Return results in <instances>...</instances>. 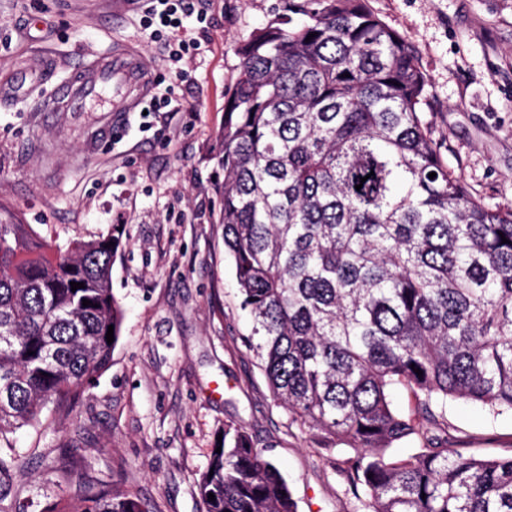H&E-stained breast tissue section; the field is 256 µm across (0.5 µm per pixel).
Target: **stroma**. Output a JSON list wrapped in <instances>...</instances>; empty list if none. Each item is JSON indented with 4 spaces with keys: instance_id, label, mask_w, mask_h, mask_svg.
Masks as SVG:
<instances>
[{
    "instance_id": "obj_1",
    "label": "stroma",
    "mask_w": 512,
    "mask_h": 512,
    "mask_svg": "<svg viewBox=\"0 0 512 512\" xmlns=\"http://www.w3.org/2000/svg\"><path fill=\"white\" fill-rule=\"evenodd\" d=\"M280 5L199 0L205 20H183L198 48L181 81L173 41L144 30L138 0H0V222L31 225L51 254L123 228L111 363L69 415L47 407L17 436L35 456L24 484L36 499L68 494L52 467L78 447L92 474L136 492L150 512H204L197 481L230 424L277 464L299 512H356L339 452L275 403L224 252V94L239 47ZM367 5L418 56L423 116L449 169L474 197L512 205V0ZM117 40L136 44L171 106L114 114L106 94L83 112L42 111ZM445 414L449 447L512 455L511 413L451 400Z\"/></svg>"
}]
</instances>
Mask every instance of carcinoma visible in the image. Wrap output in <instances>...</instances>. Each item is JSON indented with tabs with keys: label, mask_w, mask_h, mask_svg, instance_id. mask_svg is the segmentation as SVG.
Segmentation results:
<instances>
[{
	"label": "carcinoma",
	"mask_w": 512,
	"mask_h": 512,
	"mask_svg": "<svg viewBox=\"0 0 512 512\" xmlns=\"http://www.w3.org/2000/svg\"><path fill=\"white\" fill-rule=\"evenodd\" d=\"M239 57L224 95V249L274 400L346 445L342 471L368 512H512V456L436 435L450 399L512 412V206L472 197L448 169L418 57L366 0H284ZM119 246L72 241L50 260L29 225L0 224V503L12 512L38 508L14 434L49 404L69 411L111 362ZM397 384L415 414L392 408ZM411 437L423 448L387 455ZM220 447L197 484L205 512H298L246 431L224 426ZM55 472L74 491L40 512H148L89 476L76 448Z\"/></svg>",
	"instance_id": "1"
}]
</instances>
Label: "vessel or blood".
Wrapping results in <instances>:
<instances>
[{"mask_svg": "<svg viewBox=\"0 0 512 512\" xmlns=\"http://www.w3.org/2000/svg\"><path fill=\"white\" fill-rule=\"evenodd\" d=\"M154 89L153 74L141 54L119 41L108 57L87 60L74 79L60 88L56 98L46 102L48 112H82L88 102L104 93L112 95V109L133 112Z\"/></svg>", "mask_w": 512, "mask_h": 512, "instance_id": "b4317fda", "label": "vessel or blood"}]
</instances>
